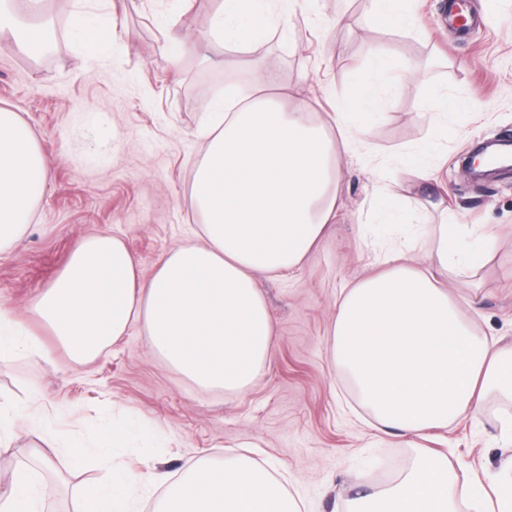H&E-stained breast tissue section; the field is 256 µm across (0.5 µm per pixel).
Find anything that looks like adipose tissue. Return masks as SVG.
<instances>
[{
  "label": "adipose tissue",
  "instance_id": "ef3b65f1",
  "mask_svg": "<svg viewBox=\"0 0 512 512\" xmlns=\"http://www.w3.org/2000/svg\"><path fill=\"white\" fill-rule=\"evenodd\" d=\"M305 0H223L210 34L245 53ZM413 0H371L372 20L412 34ZM0 32L33 52L41 32L27 0H0ZM368 80L335 107V132L306 119L307 98L284 106L261 62L249 86L230 81L211 102L200 131L207 148L185 207L201 233L169 251L149 279L116 235L84 238L34 304L37 317L76 358L96 354L131 330L147 336L168 365L205 388L240 392L262 374L274 325L260 277L300 268L338 208V160L369 155L368 124L380 115L389 75L407 66L372 52ZM433 135L403 149L401 165L426 169L442 147V129L465 107L434 87ZM50 160L17 113L0 109V249L28 223L46 189ZM432 266L477 277L489 260L485 236L471 224H438ZM372 277L341 289L330 329L335 370L353 384L378 428L419 435L477 418L489 393L505 407L512 432V343L478 334L462 299L399 253L384 254ZM47 349L18 316L0 311V363L43 358ZM41 486L20 468L0 479V512H40ZM341 512H512V461L488 481L460 479L447 456L419 449L411 466L383 490L351 499Z\"/></svg>",
  "mask_w": 512,
  "mask_h": 512
}]
</instances>
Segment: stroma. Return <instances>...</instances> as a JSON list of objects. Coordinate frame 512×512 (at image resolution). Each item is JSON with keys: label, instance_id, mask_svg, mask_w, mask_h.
Returning a JSON list of instances; mask_svg holds the SVG:
<instances>
[{"label": "stroma", "instance_id": "obj_1", "mask_svg": "<svg viewBox=\"0 0 512 512\" xmlns=\"http://www.w3.org/2000/svg\"><path fill=\"white\" fill-rule=\"evenodd\" d=\"M467 4L474 23L462 32L444 21L448 0H418L424 32L416 35L367 20V0H325L237 55L233 70L224 66L223 43L206 36L220 0H101L97 13L114 31L96 57L74 39L72 0L34 4L63 19L49 55L31 59L0 36V108L30 126L52 161L28 224L0 250V307L27 319L49 350L44 360L0 364V402L48 421L17 433L0 454V473L22 464L41 470L42 512H75L81 487L104 477V464H75L64 441L88 439L106 415L147 423L160 440L157 453L130 450L132 468L174 478L186 461L221 460L249 446L307 512H332L394 482L411 464L419 441L373 426L332 366L329 332L340 288L377 269L369 216L371 167L380 162L390 191L427 203L413 217L421 230L409 257L432 253L425 227L444 219L487 233L491 258L470 313L478 333L512 339V172L484 179L462 172L478 142L512 138V0ZM163 18L184 38L180 60L160 49ZM375 46L413 70L390 87L370 126L372 157L340 159L343 208L335 224L299 269L259 280L275 343L257 382L240 393L199 387L155 356L137 331L87 363L72 361L34 317L33 303L82 237L120 236L148 276L166 252L200 232L183 201L206 148L198 131L225 81L262 60L285 93L308 98L310 121L329 126L337 100L364 81L362 64ZM432 86L465 100L471 115L449 121L429 181L397 155L426 138L431 110L423 101ZM420 443L481 478L495 476L512 454L491 410L430 431Z\"/></svg>", "mask_w": 512, "mask_h": 512}]
</instances>
